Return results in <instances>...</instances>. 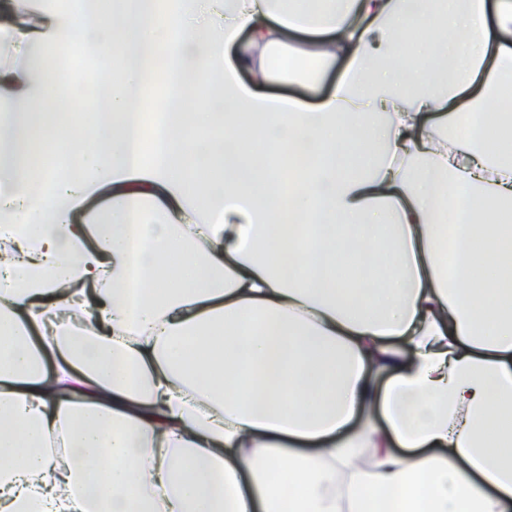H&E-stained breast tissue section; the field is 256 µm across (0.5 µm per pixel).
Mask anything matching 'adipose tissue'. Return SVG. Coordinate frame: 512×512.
I'll return each mask as SVG.
<instances>
[{
	"label": "adipose tissue",
	"instance_id": "ef3b65f1",
	"mask_svg": "<svg viewBox=\"0 0 512 512\" xmlns=\"http://www.w3.org/2000/svg\"><path fill=\"white\" fill-rule=\"evenodd\" d=\"M157 2L11 30L0 512H512V0ZM75 42L88 95L37 64ZM342 69V65L338 63L336 69L330 71L320 81L302 82L288 86L273 84L271 90L277 93H287L305 102H315L328 91L340 76ZM166 120L163 112L149 113L146 134L150 142L152 156L156 160L164 157L166 151Z\"/></svg>",
	"mask_w": 512,
	"mask_h": 512
}]
</instances>
